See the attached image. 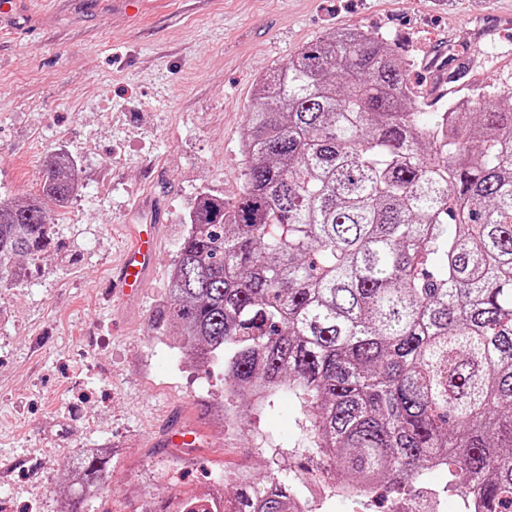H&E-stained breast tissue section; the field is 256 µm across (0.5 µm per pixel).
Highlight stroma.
Segmentation results:
<instances>
[{"label":"stroma","mask_w":512,"mask_h":512,"mask_svg":"<svg viewBox=\"0 0 512 512\" xmlns=\"http://www.w3.org/2000/svg\"><path fill=\"white\" fill-rule=\"evenodd\" d=\"M358 28L394 40L410 77L432 66L472 88H512V0H16L0 16V196L38 195L43 161L74 155L83 191L44 201L52 245L28 279L0 286V512H59L71 461L105 446L91 512H153L233 473L291 468L313 512H359L316 477L303 403L231 391L158 333L156 309L197 197L234 203L257 84L306 43ZM162 226L142 294L105 300L130 224ZM195 433L166 444L170 427ZM453 466L369 512H465Z\"/></svg>","instance_id":"35a3bbf8"}]
</instances>
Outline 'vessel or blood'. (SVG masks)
I'll use <instances>...</instances> for the list:
<instances>
[{
	"mask_svg": "<svg viewBox=\"0 0 512 512\" xmlns=\"http://www.w3.org/2000/svg\"><path fill=\"white\" fill-rule=\"evenodd\" d=\"M128 241L122 250L119 270L113 278V290L127 294H138L147 275L154 269L159 247V227L149 225L146 231L129 228Z\"/></svg>",
	"mask_w": 512,
	"mask_h": 512,
	"instance_id": "1",
	"label": "vessel or blood"
}]
</instances>
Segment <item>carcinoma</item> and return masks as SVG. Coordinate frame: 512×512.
<instances>
[{
    "instance_id": "1",
    "label": "carcinoma",
    "mask_w": 512,
    "mask_h": 512,
    "mask_svg": "<svg viewBox=\"0 0 512 512\" xmlns=\"http://www.w3.org/2000/svg\"><path fill=\"white\" fill-rule=\"evenodd\" d=\"M389 41L343 29L261 78L238 201L203 194L156 325L235 390L288 387L326 475L404 488L451 463L480 512H512V91L428 112ZM72 165L46 159L64 208ZM41 203L0 197V282L50 245ZM108 459L71 471L83 512ZM224 512H304L289 476Z\"/></svg>"
}]
</instances>
